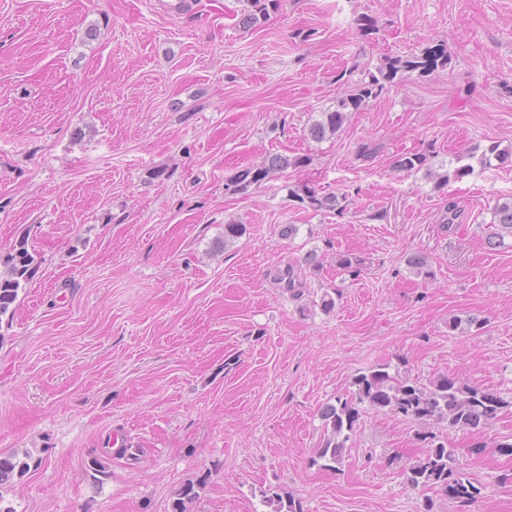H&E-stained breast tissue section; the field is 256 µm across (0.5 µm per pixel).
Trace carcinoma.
<instances>
[{
    "instance_id": "cac0c4a2",
    "label": "carcinoma",
    "mask_w": 512,
    "mask_h": 512,
    "mask_svg": "<svg viewBox=\"0 0 512 512\" xmlns=\"http://www.w3.org/2000/svg\"><path fill=\"white\" fill-rule=\"evenodd\" d=\"M250 10L243 18L248 27L265 22L270 11L277 8L278 0H249ZM448 66V54L442 47L430 48L422 55H406L389 59L377 72H370L357 84L353 93L336 101L335 109L321 113V118L310 128V135L316 140L336 135L344 126L348 114L362 112L370 102L378 99L389 86L403 81L413 72L428 73ZM512 157V147H501L493 142L482 151H469L452 160L453 169L442 173L433 171L428 165L426 153H403L394 157L392 167L412 175L426 171V176L441 186L448 180L460 179L474 172L492 166L496 160L502 164ZM309 162L307 157H284L273 155L267 162L256 168L244 170L238 177L243 189L259 184L277 170L288 167L300 168ZM299 201L316 211H341L339 197L335 194H319L312 188L305 189L304 195L293 194ZM489 239L501 246L505 238H512V198L497 203L492 210L488 225ZM36 267L35 257L20 242L11 254L7 270L0 274V316L9 312L18 298L19 289L28 282ZM448 328L460 333H470L483 328V321L472 317H456ZM388 363L377 364L369 371L354 378V390L336 397L335 402L326 404L321 412L322 439L316 449V459L328 464H339L350 442L361 416V405L401 416L419 424L422 431L417 439L425 443V450L415 462L403 468L406 483L413 489L435 488L458 504L459 512H469L471 504L481 495V488L458 467L456 449L436 439L428 428L436 424H447L450 428L481 431L498 418L502 409L509 405L498 392H490L475 386H467L459 379L439 375L426 383L400 372H390ZM42 458L30 449L0 453V490L11 487L31 471L38 469ZM206 478L189 481L174 494L171 512H190V505L200 499ZM263 505L269 512H303L301 503L291 497L268 490L263 493Z\"/></svg>"
}]
</instances>
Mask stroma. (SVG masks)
Here are the masks:
<instances>
[{"label": "stroma", "mask_w": 512, "mask_h": 512, "mask_svg": "<svg viewBox=\"0 0 512 512\" xmlns=\"http://www.w3.org/2000/svg\"><path fill=\"white\" fill-rule=\"evenodd\" d=\"M247 8L0 0V273L22 241L37 261L0 317V453L43 459L0 493L16 512H170L202 475L194 512H265L271 486L304 512H457L406 485L423 445L403 417L362 407L337 469L313 464L319 410L383 362L512 393V248L487 238L512 164L441 187L391 164L512 146V0H279L255 28ZM437 45L447 69L311 138L364 73ZM275 154L308 163L237 190ZM306 186L346 209L304 207ZM228 224L244 228L230 244ZM456 315L485 326L452 331ZM435 433L484 487L470 512H512V407Z\"/></svg>", "instance_id": "35a3bbf8"}]
</instances>
